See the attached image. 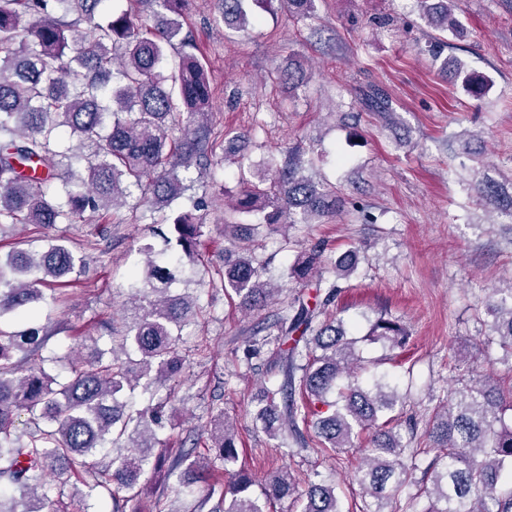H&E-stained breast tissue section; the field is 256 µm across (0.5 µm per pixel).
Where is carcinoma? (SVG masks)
Returning <instances> with one entry per match:
<instances>
[{"label":"carcinoma","instance_id":"carcinoma-1","mask_svg":"<svg viewBox=\"0 0 512 512\" xmlns=\"http://www.w3.org/2000/svg\"><path fill=\"white\" fill-rule=\"evenodd\" d=\"M456 0H413L428 26L461 31ZM191 0H0V232L17 224H75L86 219L110 224L114 210L138 190L152 223L167 226L162 244L138 248L126 281L127 300L118 348L91 344V356L71 358L70 379L61 383L42 355L51 334L34 325L40 305L58 301L61 287L79 281L87 261L64 235L39 249L14 250L0 258V512H59L49 496L52 478L69 470L85 489L73 486L71 512H91L95 494L112 497V512H142L137 486L142 477L167 474L208 481L224 466L228 481L211 487L203 510L219 494L212 512H269L284 499L305 500L301 512H345L336 484L311 481L299 492L288 470L270 472L260 486L248 469L236 467L233 424L224 409L210 421L211 445L169 457L160 434L174 383L185 376L178 342L184 328L203 316L196 298L174 293L182 283L200 284L196 267L206 225L185 197L187 173L205 167L224 143L208 125L212 89L208 72L184 33ZM106 18L95 20L99 6ZM286 9L310 17L317 0H218L217 21L236 33L259 22L254 7ZM90 24L81 44L69 33ZM456 77L470 93L485 81L458 67ZM377 116L393 115L381 88L363 93ZM85 166L77 168L74 160ZM310 158L295 153L280 164L269 157L254 170L238 166L242 185L233 209L262 213L257 224H224L222 283L244 313L260 310L279 289L267 278L269 262L257 253L261 231L283 236L297 224L336 214V188L306 173ZM479 203L512 219L508 184L482 180ZM325 248L300 252L286 270L299 287L314 284V302L299 296L252 332L248 352L283 347L281 383L265 388L256 419L279 447L316 452L345 449L362 454L355 479L364 493L360 512H512V382L491 368L458 381L433 409L429 444L418 450L390 427L388 414L406 402L385 376L360 382L365 360L356 340L329 307L340 292L338 279L354 273L357 252L349 250L319 270ZM490 333L484 340L502 350L497 363L512 373V282L494 288L485 304ZM368 336L389 347L404 345L409 333L399 321L379 316ZM166 397L137 408L136 388ZM26 415V429L16 421ZM371 431L366 442L363 431ZM103 448L112 458L100 455ZM422 473V480L415 478ZM25 492L22 501L7 497Z\"/></svg>","mask_w":512,"mask_h":512}]
</instances>
